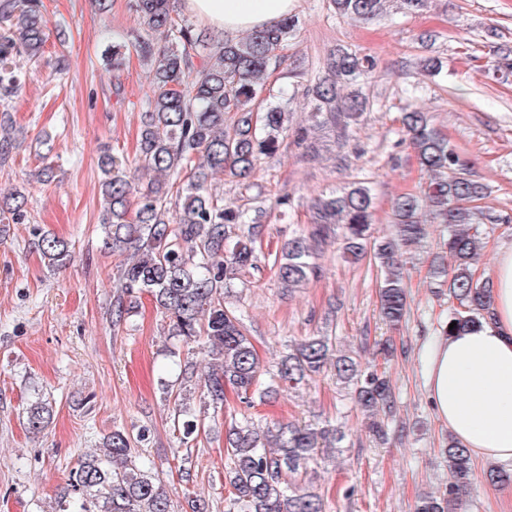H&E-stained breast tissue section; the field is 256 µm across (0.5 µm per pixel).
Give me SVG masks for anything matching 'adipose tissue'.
Instances as JSON below:
<instances>
[{
    "instance_id": "ef3b65f1",
    "label": "adipose tissue",
    "mask_w": 512,
    "mask_h": 512,
    "mask_svg": "<svg viewBox=\"0 0 512 512\" xmlns=\"http://www.w3.org/2000/svg\"><path fill=\"white\" fill-rule=\"evenodd\" d=\"M298 0H182L187 14L226 38L291 17ZM490 322L437 337L426 350L425 391L437 420L483 460L512 463V246L490 272Z\"/></svg>"
}]
</instances>
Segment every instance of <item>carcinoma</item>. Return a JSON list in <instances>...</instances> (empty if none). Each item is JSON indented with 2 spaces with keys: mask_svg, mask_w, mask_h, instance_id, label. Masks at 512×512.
Listing matches in <instances>:
<instances>
[{
  "mask_svg": "<svg viewBox=\"0 0 512 512\" xmlns=\"http://www.w3.org/2000/svg\"><path fill=\"white\" fill-rule=\"evenodd\" d=\"M175 0H134L139 25L147 37L138 42L142 57L153 62L155 95L141 113L137 160L131 168L110 149L101 150L103 202L102 249L128 256L118 275L115 322L126 320L148 295L169 319L168 335L180 345L195 344L210 358L208 371L197 374L193 363L181 369L179 391L162 384L174 398L177 426L183 439L199 432L190 401L194 391L215 409L230 408L227 393H235L247 408L276 399L279 388L295 389L332 369L336 379L352 389L367 428L380 439L387 435L385 419L393 415L389 379L362 366L337 349L336 337L317 333L287 345L275 371L263 368L242 314L231 301L233 289L258 268L256 244L264 232L267 209L224 202L213 180L244 185L261 160L280 150L288 132L304 140L311 131L333 125L346 130L369 106L361 85L374 64L356 52L336 49L326 72L307 89L313 103L308 124L291 127L290 113L277 104L264 110L262 79L276 51L288 39L294 22L287 19L270 29L238 40L214 44L180 19ZM336 15L369 23L388 12L391 4L410 14L427 8L429 0H331ZM48 20L41 0H0V102L17 96L26 72L13 59L24 55L36 63L44 53ZM164 42L156 47V40ZM208 51L207 64L193 71L191 52ZM119 70L124 46L102 51ZM406 140L421 169L429 176L425 188L398 195L392 203L394 233H376L374 198L362 182L320 193L309 204L311 222L273 256L282 285L292 291L321 277L319 258L335 239L343 255L374 261L382 273L379 315L393 328L408 312L404 254L427 234L424 214L448 227L443 249L450 263L433 267L434 277L448 288L457 305L448 311L439 334L487 321L492 316L489 281L475 278L474 265L483 248L475 227L478 202L487 186L470 178L460 154L436 128L428 113L415 107L403 113ZM15 128L0 120V159H7ZM183 179L180 203L170 212L175 180ZM28 196L14 189L0 195V224H16L26 213ZM35 247L51 270L74 260L70 244L53 233L37 234ZM52 406L37 398L27 408V427L37 435L49 425ZM345 433L334 426L310 427L293 422L255 424L239 412L224 429V448L232 466L224 512H323L320 495L302 485V476L319 458H333ZM448 484L436 495L422 498L415 512H461L474 479L468 449L448 438L444 450ZM485 483H512V470L489 468ZM59 512H175L159 477L140 459L130 436L115 428L103 447L88 452L71 471L59 498Z\"/></svg>",
  "mask_w": 512,
  "mask_h": 512,
  "instance_id": "1",
  "label": "carcinoma"
}]
</instances>
